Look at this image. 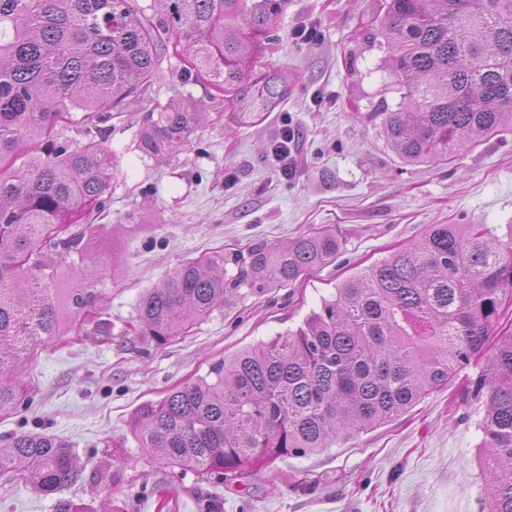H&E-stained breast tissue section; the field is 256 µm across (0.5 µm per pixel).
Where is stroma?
Listing matches in <instances>:
<instances>
[{"label": "stroma", "instance_id": "1", "mask_svg": "<svg viewBox=\"0 0 512 512\" xmlns=\"http://www.w3.org/2000/svg\"><path fill=\"white\" fill-rule=\"evenodd\" d=\"M380 19L379 0H288L255 67L290 78L274 111L227 119L223 101L183 82L173 58L151 102H132L112 118L121 174L91 235L102 267L97 303L112 315V338L37 347L17 374L28 400L0 418V436L36 431L67 443L86 477L49 495L0 479V512H55L61 498L94 512H199L213 493L224 512H482L484 411L469 389L480 356L393 422L222 482L180 474L132 434L142 404L296 328L340 282L429 225L484 224L499 237L512 225L511 133L445 162L412 164L391 149L378 109L399 95L373 38ZM301 29L317 40L297 38ZM186 98L208 112L190 144L158 162L139 158L132 147L152 102ZM286 127L296 156L289 176L272 154ZM323 229L335 230L339 255L294 285L215 309L164 346L127 332L142 295L177 264Z\"/></svg>", "mask_w": 512, "mask_h": 512}]
</instances>
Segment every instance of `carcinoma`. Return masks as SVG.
Returning a JSON list of instances; mask_svg holds the SVG:
<instances>
[{"label":"carcinoma","mask_w":512,"mask_h":512,"mask_svg":"<svg viewBox=\"0 0 512 512\" xmlns=\"http://www.w3.org/2000/svg\"><path fill=\"white\" fill-rule=\"evenodd\" d=\"M0 0V415L20 392L3 378L41 341L91 316L93 337H112L94 311L102 268L92 223L120 175L107 122L145 99L170 55L181 76L245 112L252 81L262 110L288 96V79L251 78L288 0ZM378 31L400 102L382 106L388 144L410 163L446 161L478 136L512 133V0H384ZM92 127L75 144L54 136L71 113ZM205 107L156 104L135 150L162 159L191 141ZM330 229L285 244L186 261L141 298L131 329L158 345L187 336L217 308L267 286L297 282L336 259ZM78 282L62 287L75 262ZM234 266L227 274L226 265ZM512 302V225L432 224L420 239L343 280L294 330L216 361L204 376L132 420L138 446L168 466L219 478L330 448L387 424L448 385L488 341ZM488 512H512V331L479 374ZM72 449L42 432L0 444V477L48 495L77 480Z\"/></svg>","instance_id":"carcinoma-1"}]
</instances>
